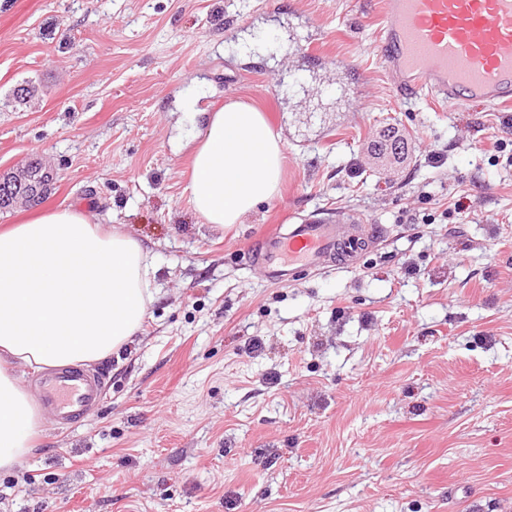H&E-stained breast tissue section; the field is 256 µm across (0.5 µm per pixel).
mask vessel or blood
I'll use <instances>...</instances> for the list:
<instances>
[{"label": "vessel or blood", "instance_id": "b4317fda", "mask_svg": "<svg viewBox=\"0 0 512 512\" xmlns=\"http://www.w3.org/2000/svg\"><path fill=\"white\" fill-rule=\"evenodd\" d=\"M379 56L394 77L393 92L408 102L423 96L455 108L512 102V0H383ZM370 226L341 235L336 221L309 218L274 225L253 249L274 283L294 281L298 269H318L363 252ZM106 377L78 366L37 380L40 406L67 422L96 408Z\"/></svg>", "mask_w": 512, "mask_h": 512}]
</instances>
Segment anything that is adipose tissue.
<instances>
[{"label":"adipose tissue","mask_w":512,"mask_h":512,"mask_svg":"<svg viewBox=\"0 0 512 512\" xmlns=\"http://www.w3.org/2000/svg\"><path fill=\"white\" fill-rule=\"evenodd\" d=\"M188 147L185 190L208 224L241 223L278 194L282 142L256 109L231 102L206 113ZM152 268L140 241L72 208L0 231V471L30 453L38 427L15 364L110 356L140 329L154 298Z\"/></svg>","instance_id":"obj_1"}]
</instances>
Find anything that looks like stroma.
I'll list each match as a JSON object with an SVG mask.
<instances>
[{"label":"stroma","instance_id":"stroma-1","mask_svg":"<svg viewBox=\"0 0 512 512\" xmlns=\"http://www.w3.org/2000/svg\"><path fill=\"white\" fill-rule=\"evenodd\" d=\"M381 2L0 0V174L60 172L0 227L74 207L150 248L156 290L93 364L99 408L38 410L0 512H512V104L400 101ZM280 17L284 76L234 46ZM229 101L280 136L282 184L216 228L181 144L190 103ZM295 217L380 238L280 286L251 252Z\"/></svg>","mask_w":512,"mask_h":512}]
</instances>
